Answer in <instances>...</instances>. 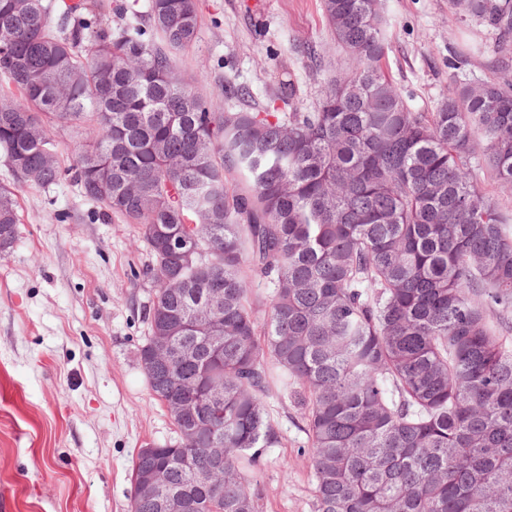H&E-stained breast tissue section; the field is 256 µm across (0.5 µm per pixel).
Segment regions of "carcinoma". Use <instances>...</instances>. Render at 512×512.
Listing matches in <instances>:
<instances>
[{"mask_svg": "<svg viewBox=\"0 0 512 512\" xmlns=\"http://www.w3.org/2000/svg\"><path fill=\"white\" fill-rule=\"evenodd\" d=\"M448 3L512 32V0ZM322 7L350 72L312 112H230L176 63L197 42V0H150L156 40L126 0H0V156L21 184L70 176L140 225L152 255L138 357L177 439L138 450L132 487L165 483L159 499L131 492L129 512L168 497L262 512L275 389L303 411L315 512H512V214L474 172L512 191V49L479 83L469 52L449 51L436 110L414 112L380 66L385 0ZM68 123L83 137L64 169L48 127ZM18 223L0 185L1 254ZM254 276L272 288L262 317ZM214 284L223 344L155 362L158 339L207 335Z\"/></svg>", "mask_w": 512, "mask_h": 512, "instance_id": "1", "label": "carcinoma"}]
</instances>
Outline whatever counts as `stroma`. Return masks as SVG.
<instances>
[{
    "instance_id": "obj_1",
    "label": "stroma",
    "mask_w": 512,
    "mask_h": 512,
    "mask_svg": "<svg viewBox=\"0 0 512 512\" xmlns=\"http://www.w3.org/2000/svg\"><path fill=\"white\" fill-rule=\"evenodd\" d=\"M200 28L179 66L195 92L246 89L230 110L309 112L348 67L321 0H198ZM381 65L417 112L448 85V51L480 46L465 69L492 75L500 36L448 0H388ZM292 100H280L284 86ZM18 236L0 254V512H129L138 448L176 437L138 362L155 283L138 225L105 216L70 182L16 191ZM281 443L262 451L263 512H314L302 412L269 399Z\"/></svg>"
}]
</instances>
